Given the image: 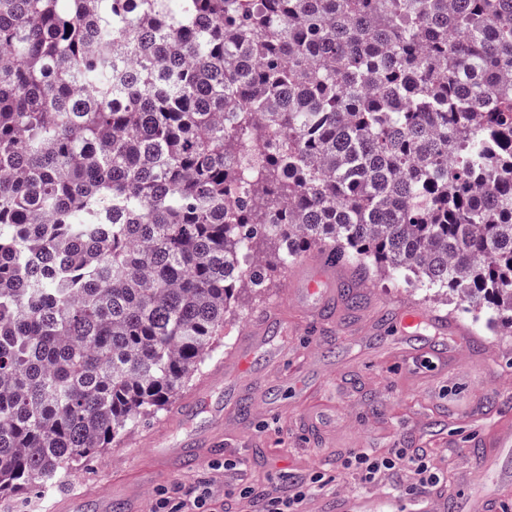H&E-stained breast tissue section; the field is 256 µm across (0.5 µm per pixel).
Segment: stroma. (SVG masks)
<instances>
[{
  "label": "stroma",
  "mask_w": 512,
  "mask_h": 512,
  "mask_svg": "<svg viewBox=\"0 0 512 512\" xmlns=\"http://www.w3.org/2000/svg\"><path fill=\"white\" fill-rule=\"evenodd\" d=\"M288 274L272 278L262 293L241 290L234 315L224 328L200 374L188 384L197 389L223 363L253 318L273 307L289 303ZM409 303L454 318L486 345L495 361V375L475 361L461 362L447 377H437L426 355H419V376L404 373L398 331L381 330L371 336L347 334L324 360L315 359L311 346L320 339L318 326L300 322L288 360L265 374L267 409L241 430H227L215 447L206 449L198 467L183 471L163 468L152 456V444L173 435L169 411L140 421L121 442L85 461L79 468L28 489L0 494V512H51L62 488L91 493L106 491L116 479H136L150 473L143 489L146 512H153L163 491L189 489L208 481L216 500L235 489L238 477H246L255 491L283 484L291 476L322 472L325 486L309 496L307 512L343 489H358L357 480L344 469L352 448L384 451L424 448L435 467L446 471L449 482L473 474L474 465L462 449L477 432H489L495 420L512 422V331L494 322L487 308L459 304L454 296L427 294L388 275L366 281L362 304L385 310ZM497 392L496 419L448 417L442 406L449 394L475 395ZM335 408L334 430L307 434L299 427L303 413L312 406Z\"/></svg>",
  "instance_id": "stroma-1"
}]
</instances>
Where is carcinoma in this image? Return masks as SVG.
Listing matches in <instances>:
<instances>
[{
    "mask_svg": "<svg viewBox=\"0 0 512 512\" xmlns=\"http://www.w3.org/2000/svg\"><path fill=\"white\" fill-rule=\"evenodd\" d=\"M312 249L512 328V0H0V493Z\"/></svg>",
    "mask_w": 512,
    "mask_h": 512,
    "instance_id": "1",
    "label": "carcinoma"
}]
</instances>
